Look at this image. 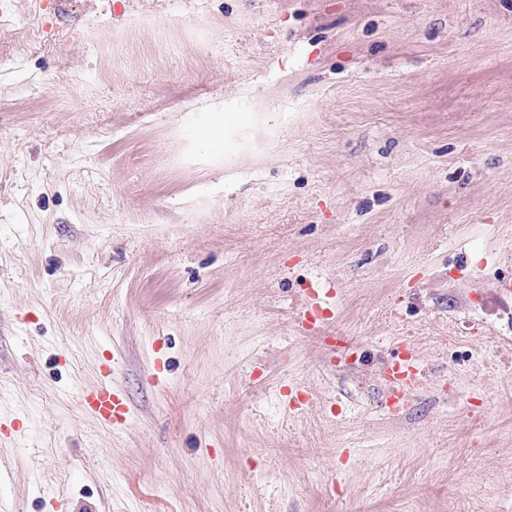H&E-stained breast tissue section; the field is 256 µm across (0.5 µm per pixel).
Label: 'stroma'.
I'll return each mask as SVG.
<instances>
[{
  "instance_id": "obj_1",
  "label": "stroma",
  "mask_w": 512,
  "mask_h": 512,
  "mask_svg": "<svg viewBox=\"0 0 512 512\" xmlns=\"http://www.w3.org/2000/svg\"><path fill=\"white\" fill-rule=\"evenodd\" d=\"M88 41L0 56V512H512V0H112ZM381 378L392 388H404L408 392L419 387L422 379L419 360L403 340H398L397 352L392 362L384 366ZM77 404L93 415L100 423L115 426L128 417V412L121 394L112 387L111 375L104 372L99 383L81 390L75 398Z\"/></svg>"
}]
</instances>
